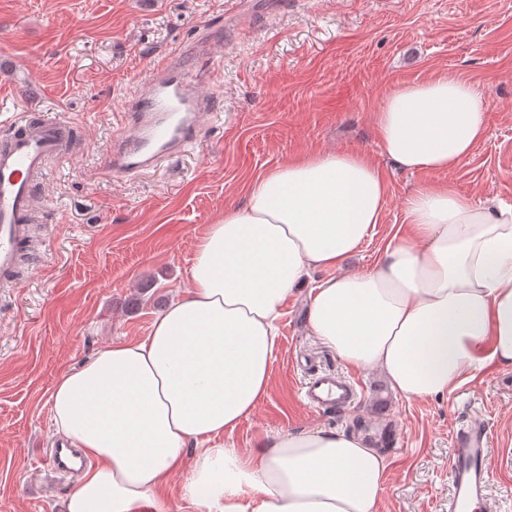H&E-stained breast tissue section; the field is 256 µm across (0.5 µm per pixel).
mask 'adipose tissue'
Returning <instances> with one entry per match:
<instances>
[{
	"label": "adipose tissue",
	"instance_id": "obj_1",
	"mask_svg": "<svg viewBox=\"0 0 512 512\" xmlns=\"http://www.w3.org/2000/svg\"><path fill=\"white\" fill-rule=\"evenodd\" d=\"M375 120L384 156L410 171L453 169L486 134L485 101L458 76L389 88ZM387 198L368 156L325 150L225 207L148 336L112 343L54 387V429L91 461L65 512H168L167 480L183 470L197 512H377L387 463L361 435L288 432L249 452L209 441L266 394L284 303L303 286L312 335L405 398L512 369V205L418 187L408 235L372 271L349 272ZM316 269L329 277L311 281Z\"/></svg>",
	"mask_w": 512,
	"mask_h": 512
}]
</instances>
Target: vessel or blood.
Wrapping results in <instances>:
<instances>
[{
  "label": "vessel or blood",
  "mask_w": 512,
  "mask_h": 512,
  "mask_svg": "<svg viewBox=\"0 0 512 512\" xmlns=\"http://www.w3.org/2000/svg\"><path fill=\"white\" fill-rule=\"evenodd\" d=\"M210 37V32H203L188 46L165 54L149 78L138 84L132 107L112 136L104 168L108 177L155 169L204 135L215 101L202 92L186 60L207 56ZM72 134L70 122L29 113L0 128V288L13 287L22 257L35 250L34 185L49 162L69 156ZM305 399L318 409L343 410L354 393L334 374L317 373L305 385ZM77 458L73 449L58 446L51 456L52 467L61 475L74 473ZM490 475L487 428L480 422L469 423L457 431L450 452L448 512H475L487 503Z\"/></svg>",
  "instance_id": "obj_1"
}]
</instances>
